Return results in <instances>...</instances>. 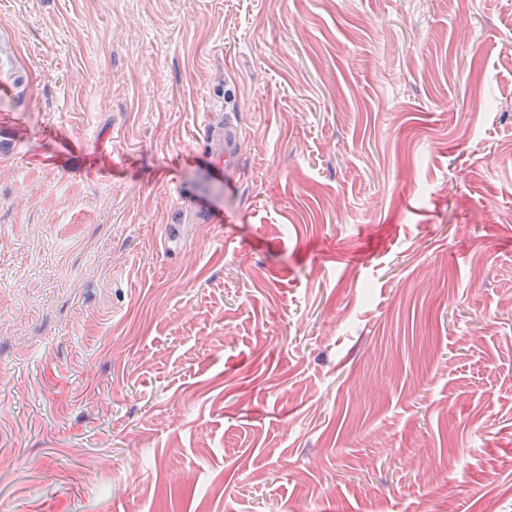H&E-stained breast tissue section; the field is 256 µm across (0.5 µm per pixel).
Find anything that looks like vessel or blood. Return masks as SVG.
I'll return each mask as SVG.
<instances>
[{"label":"vessel or blood","instance_id":"1","mask_svg":"<svg viewBox=\"0 0 512 512\" xmlns=\"http://www.w3.org/2000/svg\"><path fill=\"white\" fill-rule=\"evenodd\" d=\"M242 136V128L234 114L214 112L199 147L191 151L192 158L198 159L207 174L214 181L223 183L228 191L238 187L236 175ZM173 192L183 215L204 224L223 223V211L213 209L208 199L195 188L178 185Z\"/></svg>","mask_w":512,"mask_h":512}]
</instances>
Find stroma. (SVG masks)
I'll list each match as a JSON object with an SVG mask.
<instances>
[{"mask_svg":"<svg viewBox=\"0 0 512 512\" xmlns=\"http://www.w3.org/2000/svg\"><path fill=\"white\" fill-rule=\"evenodd\" d=\"M2 122L0 512H512V0H0ZM222 110L211 112L200 147L193 148L189 156L198 159L214 181L224 183V190L234 191L238 188L243 131L235 114ZM173 192L184 217L188 215L192 221H199L202 224L224 223V210L213 209L208 199L195 188L176 185Z\"/></svg>","mask_w":512,"mask_h":512,"instance_id":"35a3bbf8","label":"stroma"}]
</instances>
